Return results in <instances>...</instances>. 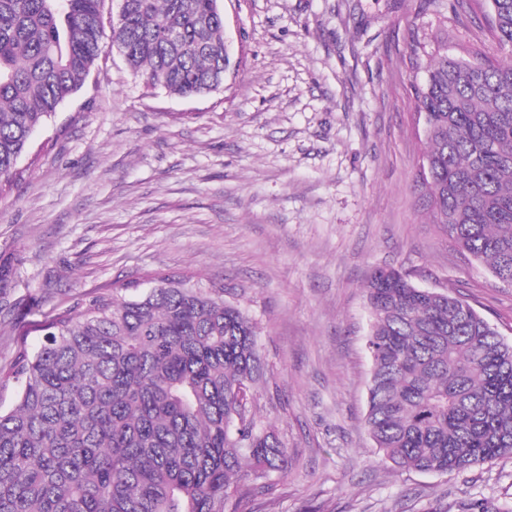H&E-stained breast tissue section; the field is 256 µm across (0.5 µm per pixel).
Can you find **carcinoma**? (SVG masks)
<instances>
[{
    "mask_svg": "<svg viewBox=\"0 0 512 512\" xmlns=\"http://www.w3.org/2000/svg\"><path fill=\"white\" fill-rule=\"evenodd\" d=\"M0 0V184L32 134L110 46L146 84L179 96L224 86L222 0ZM512 47V0H488ZM415 105L436 223L499 281L512 280V56L439 46ZM158 287L95 294L50 314L44 339L0 363V512H242L288 471L256 417L257 329L224 283L154 273ZM372 360L364 426L402 470L463 473L512 455V344L468 302L389 268L365 285Z\"/></svg>",
    "mask_w": 512,
    "mask_h": 512,
    "instance_id": "cac0c4a2",
    "label": "carcinoma"
}]
</instances>
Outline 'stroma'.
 Returning a JSON list of instances; mask_svg holds the SVG:
<instances>
[{
  "instance_id": "1",
  "label": "stroma",
  "mask_w": 512,
  "mask_h": 512,
  "mask_svg": "<svg viewBox=\"0 0 512 512\" xmlns=\"http://www.w3.org/2000/svg\"><path fill=\"white\" fill-rule=\"evenodd\" d=\"M220 90L148 86L116 49L32 137L0 192V362L52 309L145 274L223 282L257 326L262 422L287 476L247 512H461L512 504V456L395 469L365 427L364 284L377 268L469 302L512 343V286L433 218L414 64L437 43L506 55L484 0H223Z\"/></svg>"
}]
</instances>
